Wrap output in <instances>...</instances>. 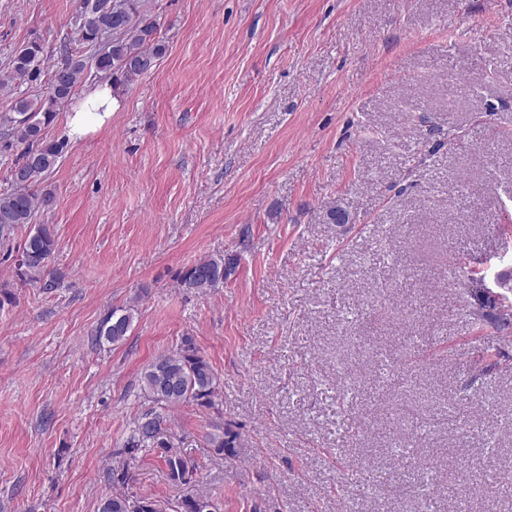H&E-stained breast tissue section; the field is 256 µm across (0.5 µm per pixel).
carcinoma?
I'll return each instance as SVG.
<instances>
[{
    "label": "carcinoma",
    "instance_id": "1",
    "mask_svg": "<svg viewBox=\"0 0 512 512\" xmlns=\"http://www.w3.org/2000/svg\"><path fill=\"white\" fill-rule=\"evenodd\" d=\"M165 44L158 36V24L145 9V0H79L73 35L64 45L60 61L45 66L43 47L30 42L12 56L10 72L0 81V91L10 92L15 84H33L47 74L45 94L16 100L9 129L0 149L7 152L23 146L11 169V186L0 190V245L15 240L19 229L30 227L16 249L18 270L31 278L42 275L57 247L53 227L39 221L54 209L55 189L42 185L62 157L67 143L45 134L61 107L67 105L78 85L89 77L107 78L120 74L127 79L148 72L163 54ZM229 260L213 255L180 272L179 285L187 291L206 295L221 285L217 275ZM136 305L113 308L95 331L98 344H117L130 331ZM142 390L152 407L134 422L122 454L121 465L112 469V483L119 489L100 499L98 512H219L211 498L198 494L173 504L127 491L132 478L131 463L146 449L159 450L169 480L176 485L194 480L198 465L174 448L166 437L169 410L186 403L210 409L218 396V378L209 360L192 337L157 357L142 375ZM214 452L234 460L242 454L247 440L238 428L226 423L209 435Z\"/></svg>",
    "mask_w": 512,
    "mask_h": 512
}]
</instances>
